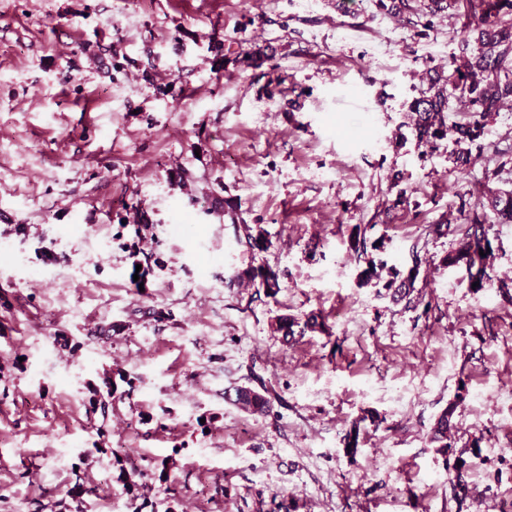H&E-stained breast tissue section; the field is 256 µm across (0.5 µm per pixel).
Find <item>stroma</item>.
<instances>
[{"label": "stroma", "instance_id": "obj_1", "mask_svg": "<svg viewBox=\"0 0 512 512\" xmlns=\"http://www.w3.org/2000/svg\"><path fill=\"white\" fill-rule=\"evenodd\" d=\"M464 37L374 0H0V512H512V224L478 292L420 241L512 190V101L461 169L410 128ZM365 224L417 307L358 286ZM264 263L276 294L235 283ZM235 402L254 414H263L269 409V400L264 395L248 388L236 390ZM463 399L462 393L458 392L455 400L449 402L448 406L441 411L430 430V441L437 444L436 448H439L438 451L442 453H447L448 448H451L450 441L454 438L452 430L455 427L453 419L457 407Z\"/></svg>", "mask_w": 512, "mask_h": 512}]
</instances>
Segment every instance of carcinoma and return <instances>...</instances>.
I'll return each instance as SVG.
<instances>
[{"mask_svg": "<svg viewBox=\"0 0 512 512\" xmlns=\"http://www.w3.org/2000/svg\"><path fill=\"white\" fill-rule=\"evenodd\" d=\"M417 0H376L378 9L395 17L412 22V17L424 18L422 27L431 25V18L448 9L465 18L466 31L471 34L474 49L469 55H454L448 61V72L435 71L430 77V85L422 96L411 103V112L415 114L413 132L417 146L429 151L439 148L440 142L448 135V88L458 91L460 97L467 102V120L454 127L457 149L453 153V164L463 166L470 164L471 149L483 135L486 126L491 122L500 107L512 101V69L509 58L512 57V0H426V4L417 7ZM481 212L470 213L465 207L458 210L455 220L461 224L453 227L451 220L428 226V234L443 237L450 233L460 232L455 245L443 256L442 263L446 267L465 269L469 282H479L477 289L490 284L494 252L495 223L489 221L494 216L496 223H512V191L487 190L477 203ZM367 228L356 227L351 238L350 249L357 255V260L364 262L359 267V285L383 282V288L396 302H414L413 292L418 277L417 267H411L403 274L399 270L386 269V264L368 255V249H381L376 244H368ZM246 244L252 251H265L270 242L266 232L259 228L245 229ZM388 271V280H383V271ZM240 282H247L272 292L280 287L277 271L269 265H250L236 274ZM298 325L295 318L280 315L272 324L273 332L289 342L295 335L294 327ZM462 394L448 403L430 430V441L437 444L442 453L448 452L450 440L454 438V415ZM235 402L244 409L263 414L269 409V400L262 394L248 388H239L235 393ZM466 461L453 467L454 475L448 478L454 497L464 499L468 493L467 482L462 480Z\"/></svg>", "mask_w": 512, "mask_h": 512, "instance_id": "cac0c4a2", "label": "carcinoma"}]
</instances>
